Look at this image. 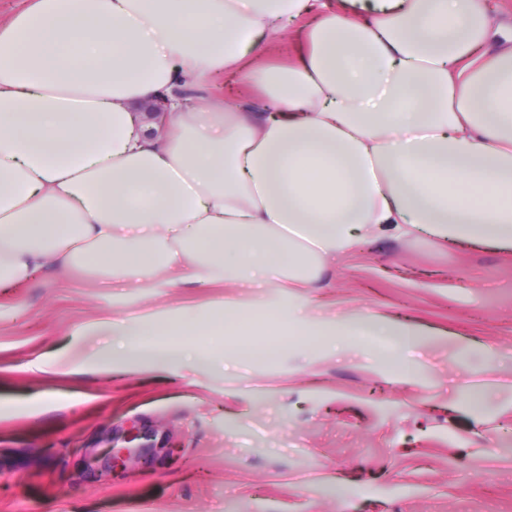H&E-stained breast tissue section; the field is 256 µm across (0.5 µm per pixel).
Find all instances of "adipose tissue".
<instances>
[{"instance_id":"ef3b65f1","label":"adipose tissue","mask_w":512,"mask_h":512,"mask_svg":"<svg viewBox=\"0 0 512 512\" xmlns=\"http://www.w3.org/2000/svg\"><path fill=\"white\" fill-rule=\"evenodd\" d=\"M306 19L285 68L257 63ZM480 0H25L0 20V290L303 288L382 236L512 249V45ZM231 72L251 101L206 99ZM168 97L161 116L152 105ZM302 308L159 322L300 336Z\"/></svg>"}]
</instances>
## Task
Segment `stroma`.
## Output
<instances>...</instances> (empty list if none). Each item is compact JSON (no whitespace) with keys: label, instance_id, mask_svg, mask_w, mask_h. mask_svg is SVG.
I'll return each instance as SVG.
<instances>
[{"label":"stroma","instance_id":"obj_1","mask_svg":"<svg viewBox=\"0 0 512 512\" xmlns=\"http://www.w3.org/2000/svg\"><path fill=\"white\" fill-rule=\"evenodd\" d=\"M299 339L223 363L209 337L129 354L113 325L277 305V288H116L47 272L0 293V512H512V252L381 237L303 289ZM80 367L79 375L69 370ZM156 446L104 470V440Z\"/></svg>","mask_w":512,"mask_h":512}]
</instances>
